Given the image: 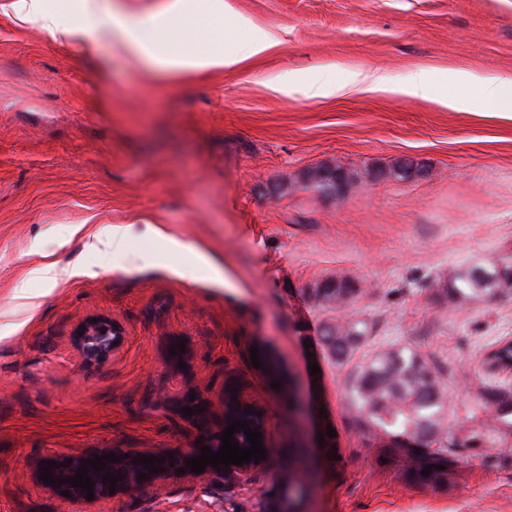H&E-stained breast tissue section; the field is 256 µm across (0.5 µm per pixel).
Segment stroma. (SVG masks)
<instances>
[{"label":"stroma","instance_id":"35a3bbf8","mask_svg":"<svg viewBox=\"0 0 512 512\" xmlns=\"http://www.w3.org/2000/svg\"><path fill=\"white\" fill-rule=\"evenodd\" d=\"M227 3L225 44L246 43L241 18L275 44L232 67L165 72L118 44L51 41L0 0V512H79L23 468L92 448L187 449L183 400L217 405L230 389L262 410L278 450L263 471L173 475L102 512H512L506 429L423 485L405 470L410 449L358 427L347 382L365 356L411 346L459 411L491 379L487 352L512 340V296L439 292L458 266L512 259V119L397 92L418 70L440 83L512 73V0ZM319 72L377 73L389 89L310 98L279 86ZM404 161L425 177L386 176ZM339 165L378 175L341 199L308 183ZM76 224L134 225L135 266L87 248ZM194 251L227 286L207 266L177 276ZM44 260L64 271L56 286L32 275ZM336 278L356 295L319 304L313 288ZM93 316L125 341L86 367L71 336ZM346 319L371 332L340 364L321 336ZM254 345L277 362L280 389L252 366ZM292 447L306 448L304 467Z\"/></svg>","mask_w":512,"mask_h":512}]
</instances>
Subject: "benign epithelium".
Here are the masks:
<instances>
[{
    "instance_id": "7a95c632",
    "label": "benign epithelium",
    "mask_w": 512,
    "mask_h": 512,
    "mask_svg": "<svg viewBox=\"0 0 512 512\" xmlns=\"http://www.w3.org/2000/svg\"><path fill=\"white\" fill-rule=\"evenodd\" d=\"M80 331L83 332L81 336L78 335ZM115 341L118 342L116 346L113 345ZM123 341L124 337L121 326L101 316L98 317V321L96 322L93 321L91 317L82 320L78 323V326L75 327L72 335V345L78 353L82 364L86 367L109 360L114 353L119 351ZM182 406H189L194 410L197 408L200 409V412L188 416L187 420L192 423L198 431L199 436L203 437V441L199 443L195 441L191 442L190 449L187 451H173L171 453L154 451L151 453L149 451L144 452L138 448H115L113 450L109 448H94L69 455L72 462L65 468L60 466V463L66 461V458L61 457L54 459V462L58 463V466L51 468V474L54 478V484L52 485L39 479V468L47 466V460L42 459L36 462L34 465L27 467L26 471L29 472L30 478L38 485L44 487L54 495L62 497V500L70 504L81 506L82 512H97V508L102 503L114 498V495H119L133 489L159 485L168 477L176 474L179 468L183 469L182 475L192 478L197 476L203 478L210 475L247 477L256 471L264 469L269 462V458L276 454V449L270 447L266 438L263 437L261 441L267 454V458L264 460L257 463H245L240 466L231 464L226 471H218L208 464L206 465V470L198 475L191 472L190 467L186 466L187 459L199 456L201 454V448L205 446L210 447L215 453L218 452L222 445L221 437L223 436V431L228 427L229 418L232 417L241 422L247 421L249 422L250 428H256L262 434L266 433V428L263 418L257 416L259 408L255 404L240 398L234 400L229 394L224 396L223 415L221 424L218 427L215 426L211 418L210 405L201 398L197 397L193 401L187 398L183 401ZM111 451L119 455V461L107 464L106 469L94 471L91 465H83V460L91 458L95 454L102 456ZM140 453L146 455L148 458L151 456L161 458L171 454L175 457V460H166L160 464V467H162L161 471L156 474H151L141 463L134 460V457ZM83 466L86 467L87 476L91 477V482L94 483V498L91 500L85 499V495L87 494L86 490L73 487L68 483L59 484V479H67L76 475V471ZM108 472L123 477V480L116 482L115 494L113 495L109 492L110 483L103 480V477ZM140 473L149 475V479L143 481L137 479V475ZM64 490L69 491L70 496H61V492Z\"/></svg>"
}]
</instances>
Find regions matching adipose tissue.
Masks as SVG:
<instances>
[{
	"label": "adipose tissue",
	"mask_w": 512,
	"mask_h": 512,
	"mask_svg": "<svg viewBox=\"0 0 512 512\" xmlns=\"http://www.w3.org/2000/svg\"><path fill=\"white\" fill-rule=\"evenodd\" d=\"M201 2L206 15L204 21L183 16L178 25L167 27L169 39L180 46L179 51L168 54L158 51L155 31L164 25L167 16L181 14L182 0H169L164 11L146 19L124 13L109 4L108 0H83L80 11L68 22L49 11L45 0H12L11 7L17 19L40 23L42 29L53 39L67 40L77 32L105 44L117 38L141 60L161 70L179 68L198 71L239 63L237 52L225 50L218 45L205 53L193 50L194 42L218 32L224 23V12L227 8L225 0ZM449 80L474 87L481 109L488 115L512 119L511 77L468 72L452 74ZM366 82L377 86L382 84L383 79L375 75L368 77L353 73L339 81L322 74L302 82L296 77L286 75L282 78V87L289 92L300 87L308 96L323 97Z\"/></svg>",
	"instance_id": "1"
}]
</instances>
